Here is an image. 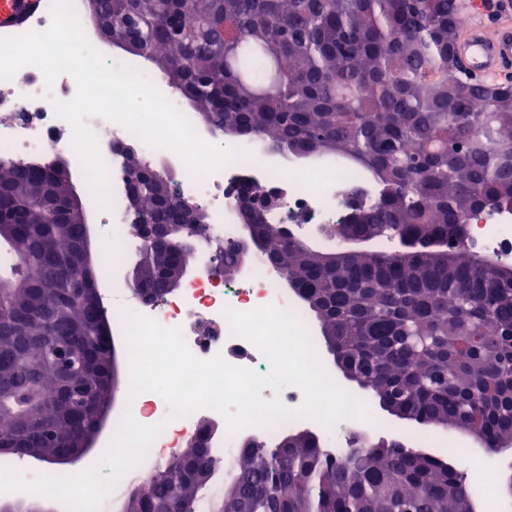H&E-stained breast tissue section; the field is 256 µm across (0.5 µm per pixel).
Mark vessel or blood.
<instances>
[{"label":"vessel or blood","mask_w":512,"mask_h":512,"mask_svg":"<svg viewBox=\"0 0 512 512\" xmlns=\"http://www.w3.org/2000/svg\"><path fill=\"white\" fill-rule=\"evenodd\" d=\"M35 0H0V26L9 27L26 19ZM468 22L455 43L456 56L464 75L486 82L512 78V9L488 21L479 0H463Z\"/></svg>","instance_id":"1"}]
</instances>
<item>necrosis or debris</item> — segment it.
<instances>
[{"instance_id": "1", "label": "necrosis or debris", "mask_w": 512, "mask_h": 512, "mask_svg": "<svg viewBox=\"0 0 512 512\" xmlns=\"http://www.w3.org/2000/svg\"><path fill=\"white\" fill-rule=\"evenodd\" d=\"M76 92L69 75H60L53 86H46L43 74L37 68L19 69L12 80L0 81V157L31 161L35 157H66L78 179H85L83 163L72 146L70 125L54 113L52 99L68 100ZM88 125L95 133L100 152L109 171V208L101 209V222L109 229L112 249L129 254L135 240L129 228L126 212L124 172L108 147L115 139H131L132 133L119 123L101 117H92ZM227 149L236 157L221 170L206 176L190 172L182 159L168 149H158L159 157L174 162L177 168L176 189L191 193L207 207L211 222L205 238L194 256V272L182 289L155 304L142 303L127 295L124 280L113 279L114 292L124 299L112 308L115 330H122L126 312H134L156 320L162 327L180 329L184 342L196 358L207 360L216 356L235 367L264 374L269 364L255 344L232 331L227 310L247 312L269 304L295 313L298 319L306 314L299 301L282 286L280 276L254 261L246 273L236 281L213 278L212 268L221 255L224 243L237 239V222L231 196L244 183L274 185L285 189L289 211L304 218L309 224H326L339 220L343 213L345 192L351 185H360L368 197L376 190L365 173L344 166L335 183L325 182L319 166L286 161L271 168L264 164L247 163V156L256 154L253 143L241 140L227 142ZM474 245L492 254H512V215L482 213L471 226ZM148 419L160 424L161 432L153 440L143 457L127 471V478H135L149 471L166 451L176 450L200 428L214 427L210 445L219 452L236 447L243 436L272 438L298 426L291 418L274 425H248L230 431L225 417L211 408H198L186 415L171 417L167 403L149 405Z\"/></svg>"}]
</instances>
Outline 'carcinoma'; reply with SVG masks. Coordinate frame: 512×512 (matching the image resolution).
<instances>
[{"label": "carcinoma", "instance_id": "1", "mask_svg": "<svg viewBox=\"0 0 512 512\" xmlns=\"http://www.w3.org/2000/svg\"><path fill=\"white\" fill-rule=\"evenodd\" d=\"M104 38L139 39L134 56L167 72L217 136L259 139L268 151L343 158L378 196L345 210L355 237L377 233L448 242L396 256L287 246L278 224H256L251 258L278 264L303 287L338 367L358 375L390 415L421 426L479 429L512 439V283L454 247L459 222L483 208L512 211V84L471 80L448 61L456 0H99ZM480 102L475 110L472 103ZM144 184L128 203L175 224L181 202ZM62 174L0 159V457L43 460L94 431L110 352L85 269L84 224ZM197 228L172 238L186 264ZM142 295L163 293L161 253L139 242ZM65 346L74 402L61 400ZM126 495L124 512H467L464 475L398 445L328 451L306 430L231 458L208 442L157 465Z\"/></svg>", "mask_w": 512, "mask_h": 512}]
</instances>
